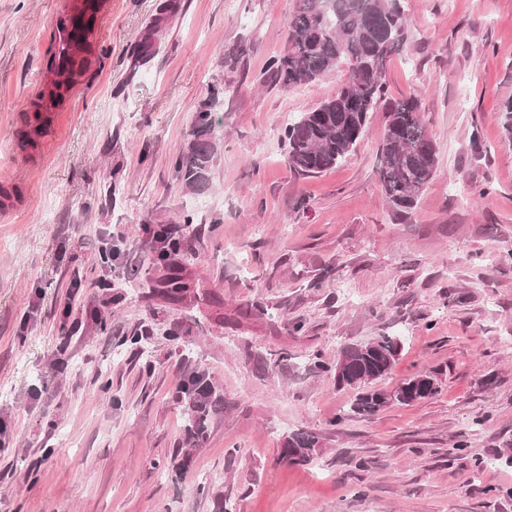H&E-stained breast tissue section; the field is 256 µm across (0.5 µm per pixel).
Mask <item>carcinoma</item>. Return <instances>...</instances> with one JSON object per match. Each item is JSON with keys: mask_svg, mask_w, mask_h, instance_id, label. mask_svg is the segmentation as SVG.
<instances>
[{"mask_svg": "<svg viewBox=\"0 0 512 512\" xmlns=\"http://www.w3.org/2000/svg\"><path fill=\"white\" fill-rule=\"evenodd\" d=\"M135 46L137 62L153 55V30ZM83 18L68 14L57 23L58 46L46 73H67L77 69L85 73L89 64L73 55L74 40L84 38ZM407 42L404 12L399 0H298L288 28L284 52L270 60V77L282 87L313 83L333 69L346 66L349 79L336 94L325 99L313 111L288 124L281 141L285 144L288 166L297 173L314 176L336 167L357 145L370 113L386 96L385 68L390 57L404 50ZM224 96V82L210 85L209 98L197 110L193 139L175 161L179 180L190 191L208 183L209 170L216 153L210 134L220 123L213 103ZM387 128L380 149L378 175L385 196L393 209L407 213L419 192L432 179L438 162V150L422 119L421 105L414 96L386 104ZM400 344L391 336L342 349L338 358L347 361L343 376H335L339 388L355 392L352 405L357 414L372 415L398 402L409 405L422 400L410 392L415 374L391 392L372 388L373 383L389 375ZM186 408L195 418L193 442L205 434L204 422L219 399L216 386L193 373L181 387ZM319 437L314 433L288 436L282 457L292 465L313 461Z\"/></svg>", "mask_w": 512, "mask_h": 512, "instance_id": "1", "label": "carcinoma"}]
</instances>
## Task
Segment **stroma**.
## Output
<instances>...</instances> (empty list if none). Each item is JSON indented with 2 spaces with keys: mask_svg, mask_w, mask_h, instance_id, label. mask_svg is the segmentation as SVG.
Wrapping results in <instances>:
<instances>
[{
  "mask_svg": "<svg viewBox=\"0 0 512 512\" xmlns=\"http://www.w3.org/2000/svg\"><path fill=\"white\" fill-rule=\"evenodd\" d=\"M162 2L104 0L38 136L68 2L0 0V512H512V0H401L386 94L420 100L438 147L407 215L378 179L384 110L336 169L289 168L282 130L348 74L271 82L297 0ZM218 77L219 149L191 192L174 163ZM157 224L181 243L164 264ZM382 335L402 349L379 389L421 372L437 391L357 416L314 364ZM194 372L222 398L197 446ZM300 430L321 438L305 466L281 458Z\"/></svg>",
  "mask_w": 512,
  "mask_h": 512,
  "instance_id": "stroma-1",
  "label": "stroma"
}]
</instances>
